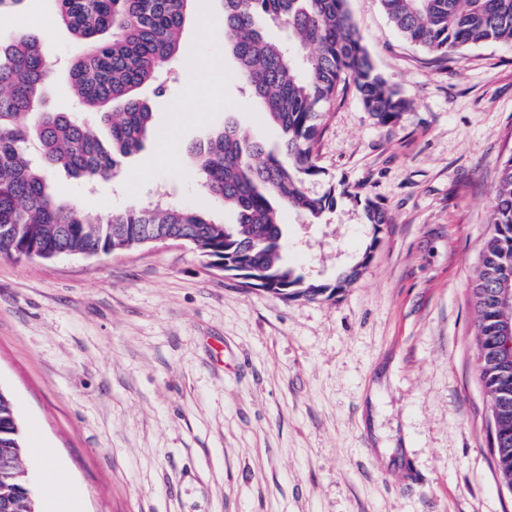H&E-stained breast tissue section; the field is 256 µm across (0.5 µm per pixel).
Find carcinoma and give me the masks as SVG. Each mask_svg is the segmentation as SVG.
<instances>
[{
    "label": "carcinoma",
    "instance_id": "obj_1",
    "mask_svg": "<svg viewBox=\"0 0 512 512\" xmlns=\"http://www.w3.org/2000/svg\"><path fill=\"white\" fill-rule=\"evenodd\" d=\"M192 0H57L61 25L82 52L69 78L82 105L111 133L103 142L64 112L43 106L50 72L41 36L22 31L0 38V256L33 258L109 253L176 237L211 267L283 300H318L342 292L360 276L375 244L358 264L327 283L309 278L282 259L280 209L317 219L336 207L335 188L313 196L306 181L321 174L314 146L321 108L354 84L365 111L385 125L407 111L408 101L374 68L348 9V0H224V48L265 120L278 133L277 150L249 140L236 124L215 130L192 148L204 190L236 214L221 224L205 212L149 202L89 218L48 182L61 167L92 184L115 178L124 158L139 151L153 113L140 92L157 79L181 49ZM403 38L438 56L499 43L512 46V0H381ZM266 21L288 30V41L269 38ZM374 229L386 212L368 201ZM491 232L472 283L480 381L491 408L500 405L495 301L512 288V154L502 159L491 206ZM13 403L0 393V461L12 471L0 478V499L12 512H35ZM497 466L512 485V429L499 445Z\"/></svg>",
    "mask_w": 512,
    "mask_h": 512
}]
</instances>
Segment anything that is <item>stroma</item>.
Returning <instances> with one entry per match:
<instances>
[{
	"instance_id": "obj_1",
	"label": "stroma",
	"mask_w": 512,
	"mask_h": 512,
	"mask_svg": "<svg viewBox=\"0 0 512 512\" xmlns=\"http://www.w3.org/2000/svg\"><path fill=\"white\" fill-rule=\"evenodd\" d=\"M376 70L409 102L377 124L354 88L323 109L313 219L282 214L284 260L331 281V299L284 301L207 266L181 241L94 256L0 257V392L22 445L56 451L82 512H512L479 381L471 279L512 154V47L437 60L396 31L380 0H349ZM222 0H194L165 88L146 90L155 134L93 186L50 170L83 213L156 194L231 224L190 150L239 123L275 131L235 79ZM208 13L216 25L198 26ZM55 0H25L0 36L29 28L53 64L46 107L108 130L71 94L79 45ZM172 135L175 160L162 155ZM389 217L366 224L363 199ZM108 200L100 209L98 200Z\"/></svg>"
}]
</instances>
